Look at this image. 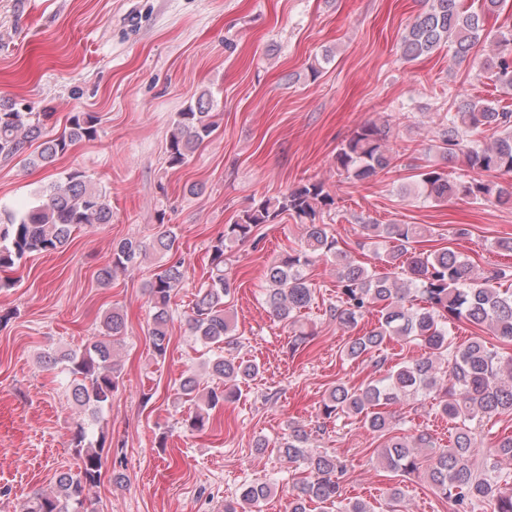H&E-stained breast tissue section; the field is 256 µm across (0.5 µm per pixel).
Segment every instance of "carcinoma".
Returning <instances> with one entry per match:
<instances>
[{"instance_id":"obj_1","label":"carcinoma","mask_w":512,"mask_h":512,"mask_svg":"<svg viewBox=\"0 0 512 512\" xmlns=\"http://www.w3.org/2000/svg\"><path fill=\"white\" fill-rule=\"evenodd\" d=\"M503 2L484 0L478 12L465 9L461 0H426V10L408 24L402 36L403 55L417 58L447 45L454 59L466 60L484 36L486 16L498 11ZM495 38L501 50L485 57L481 67L501 89L510 92L512 29L497 32ZM50 116L49 112H25L0 101V158L18 159L26 167H45L97 134L98 116L76 112L61 133L48 135L45 122ZM437 117L438 160L419 168L418 194L434 203L456 198L512 205V108L497 100L463 99L455 112ZM215 128L211 96L203 93L173 121L168 165L188 164ZM488 131L494 136L489 143L481 138ZM39 138L38 153H27L29 144ZM395 156L389 129L372 122L357 128L342 144L335 157L336 169L348 179L364 181L388 169ZM456 162L473 175L450 176L447 167ZM335 204L323 182L308 179L281 196L264 198L242 211L211 241L207 277L186 321L195 340L211 352L204 366L218 383L202 393L195 375L180 380L175 395L196 406L185 419L186 428L205 431L211 415L238 396L239 383L258 373L256 364L224 356L225 347L240 344L228 310L236 286L225 269L229 261L225 242H244L259 225L276 224L288 214L300 220L304 236L300 249L281 255L266 268L264 302L272 314L281 321L297 322L317 293L306 269L325 260L337 267L336 303L329 306L330 318L351 328L367 314L377 316L372 329L351 337L345 353L351 361L369 358L375 376L358 386L343 382L332 386L323 401L326 418L340 413L354 416L369 431L386 438L377 461L391 472L415 474L420 456H427V478L455 506V512H475L483 504L493 506V512H512V474L501 467L503 461L512 460V433L498 436L485 447L478 432L483 420L512 415V355L488 346L480 337L460 345L449 338L451 325L464 320L512 340V290L501 284L505 272H481L449 247L417 249L414 243L428 232L422 224H364L366 238L387 245L379 256L387 272H377L351 261L329 225L323 223V214ZM111 220L112 207L103 190L82 170L64 171L39 190L37 205L21 214L8 212L0 217V273L18 269L34 255L59 251L81 227ZM151 252L165 257L160 270L145 284L154 308L148 336L155 357L162 359L170 343V303L184 279L175 232L160 224L149 241L135 237L120 240L97 278L108 286L117 272L137 271ZM100 327L99 335L83 348L43 356L44 367H60L68 374L72 399L85 419L76 424L69 442L78 460L77 471L59 473L54 487L33 493L21 512H88L90 490L100 483L105 448L104 438H94V427L119 387L114 356L115 344L126 327L124 314L116 308L106 311ZM393 339L413 343L421 353L389 367L384 346ZM429 394L437 400V413L453 429L443 447L424 431L392 433L386 411L391 404ZM307 441V433L295 427L281 442L288 460L305 466L304 475L292 477L288 512H310L312 503L328 505L336 512H375L369 502L343 496L346 465L334 455L310 453ZM271 493L269 482H245L234 498L224 501V512H253Z\"/></svg>"}]
</instances>
